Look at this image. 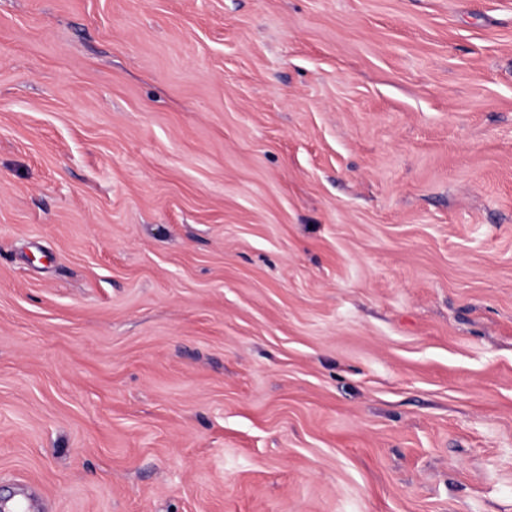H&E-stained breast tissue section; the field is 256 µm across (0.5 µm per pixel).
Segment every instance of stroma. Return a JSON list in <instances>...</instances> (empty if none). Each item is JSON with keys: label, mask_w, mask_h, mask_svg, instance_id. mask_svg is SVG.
<instances>
[{"label": "stroma", "mask_w": 512, "mask_h": 512, "mask_svg": "<svg viewBox=\"0 0 512 512\" xmlns=\"http://www.w3.org/2000/svg\"><path fill=\"white\" fill-rule=\"evenodd\" d=\"M512 512V0H0V506Z\"/></svg>", "instance_id": "1"}]
</instances>
